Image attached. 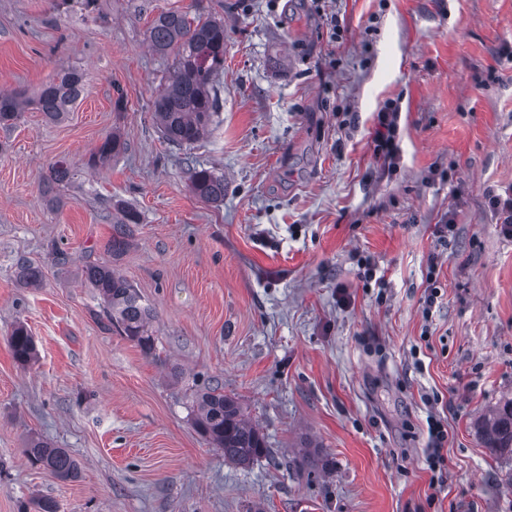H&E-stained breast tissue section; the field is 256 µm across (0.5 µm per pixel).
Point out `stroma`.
Returning <instances> with one entry per match:
<instances>
[{
    "mask_svg": "<svg viewBox=\"0 0 512 512\" xmlns=\"http://www.w3.org/2000/svg\"><path fill=\"white\" fill-rule=\"evenodd\" d=\"M168 9L224 21L219 118L190 146L153 108L171 61L149 27ZM509 51L512 0H0V90L83 75L58 122L31 105L0 126V512H512V461L477 424L512 398V237L488 205L512 189ZM389 102L391 170L373 152ZM115 131L125 150L92 167ZM196 168L223 201L191 192ZM124 209L140 221L116 257ZM96 263L150 306L152 352L109 326ZM213 387L270 457L227 462L196 431ZM33 441L78 478L33 463ZM190 187L203 200L219 202L224 199V178L208 169H195L190 178ZM9 345L14 359L21 364H28L36 358L34 338L24 325L20 324L14 328ZM428 433L431 439V447L428 448L426 463L431 471H442L445 464L443 454L444 445L448 440V430L440 419L431 416L428 419ZM27 451L34 460L43 463L62 479L76 478L78 463L64 448H48L40 443H32Z\"/></svg>",
    "mask_w": 512,
    "mask_h": 512,
    "instance_id": "obj_1",
    "label": "stroma"
}]
</instances>
